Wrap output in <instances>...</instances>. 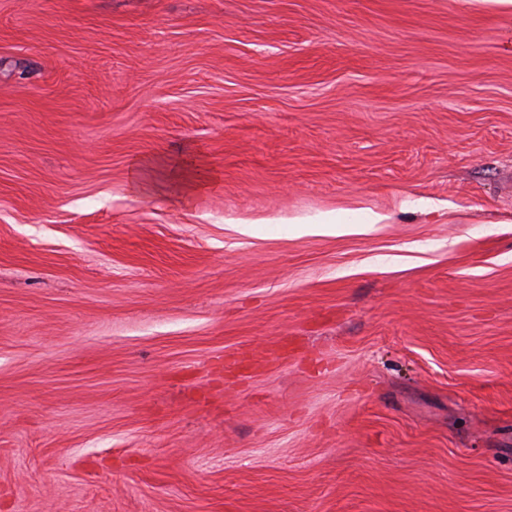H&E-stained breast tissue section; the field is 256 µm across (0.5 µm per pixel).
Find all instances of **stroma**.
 <instances>
[{
  "label": "stroma",
  "instance_id": "stroma-1",
  "mask_svg": "<svg viewBox=\"0 0 512 512\" xmlns=\"http://www.w3.org/2000/svg\"><path fill=\"white\" fill-rule=\"evenodd\" d=\"M0 512H512V11L0 0Z\"/></svg>",
  "mask_w": 512,
  "mask_h": 512
}]
</instances>
